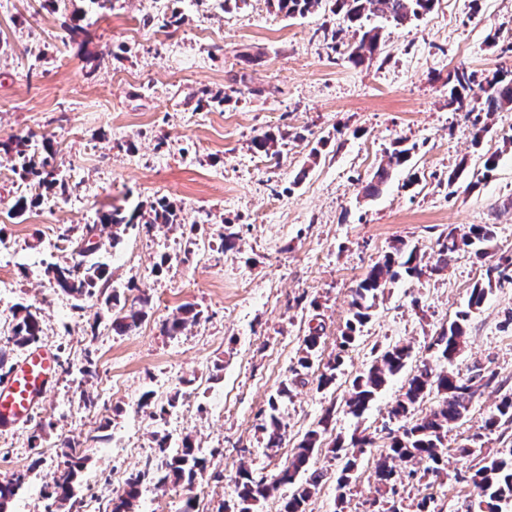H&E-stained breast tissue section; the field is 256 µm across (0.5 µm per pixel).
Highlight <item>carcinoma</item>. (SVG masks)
<instances>
[{
	"instance_id": "obj_1",
	"label": "carcinoma",
	"mask_w": 512,
	"mask_h": 512,
	"mask_svg": "<svg viewBox=\"0 0 512 512\" xmlns=\"http://www.w3.org/2000/svg\"><path fill=\"white\" fill-rule=\"evenodd\" d=\"M323 0H277L279 11L288 16L304 15L321 6ZM331 12L339 15L343 23L361 32L360 39L346 47L348 59L355 64L373 57L380 50V32L377 27H368L366 22L373 16L390 19L398 25L416 20L428 13L434 0H330ZM451 88L448 94V107L455 111L463 108L464 103L471 105V111L483 112L491 117L503 110L512 111V72L496 68L480 76L461 64L454 73L448 76ZM277 137L264 133L253 140L254 148L265 155L274 158ZM0 153L14 156L26 175H34L38 182L50 188L58 182V173L52 164L54 155L52 138L44 135L42 140L32 139V135L13 134L6 140L0 141ZM410 160V149H395L389 155V166L377 169L374 179L376 185L385 184L390 176L389 167L402 166ZM176 221L173 208L165 203L152 207L150 219L139 209H134L125 215L119 208L101 211L92 224L83 227L82 233L72 238L64 235L69 242L72 256L70 263H56L47 267V273L52 276L57 287L70 296L76 307L94 297H105L107 310L112 312L111 328L117 335H125L138 328L145 316L144 308L148 304V296L140 292L128 304H123L119 311H113V305L119 302L117 288L112 286V275L106 262L99 258V247L94 241L95 231L99 224H110L112 246L121 241L119 232L136 224H172ZM495 238L494 226L491 224H472L463 232L456 229L448 230L447 234L439 236L438 258L434 265L422 266L417 251L408 248L403 241L398 242L382 259L372 265L365 276L353 290L351 301L352 318L347 322V331L343 334V343L354 341L355 333L360 330L371 311L376 305L379 295L384 293L386 282L395 278L398 272L394 267L405 269L412 277H421L426 273L439 272L448 267L453 255L460 250L470 248L475 255L482 256ZM486 297V289L473 288L468 300L467 310L459 312L457 319L449 327L442 329L436 337L433 348L438 358L448 363L452 362L462 351L467 336V322L470 310L479 307ZM200 312L191 307L183 309L182 313L167 321L164 329L170 336L182 332L190 322L197 321ZM13 335L10 336L0 350V370L6 367L8 352L11 347L19 349L34 347L39 344L42 327L38 309L19 303L14 307ZM322 326L309 329L303 338L302 356L293 370L291 378L281 382L276 394L270 398L268 411L260 424V430L265 436V448H279L285 439V426L282 421L280 406L288 399L291 387L305 382L318 360L321 345ZM410 358V348L396 345L383 351L376 357L372 366L353 382L347 399V406L355 416L362 415L386 386L388 381L401 373ZM495 380L494 374L463 378L450 370H437L430 365L419 368L407 380L405 391L392 410L395 417L406 418L411 414L415 405L425 397L434 394L437 404L424 416L403 426L402 433L393 437L386 453L380 457L376 466L378 491L384 494H397V479L399 474L397 463L411 466L407 477L417 476L414 466L426 462L429 469L438 471L448 461L447 434L448 429L461 422L470 410L474 397L479 389L489 387ZM154 394L147 392L143 395L141 405L153 408L152 416L162 418L176 407L177 398L171 397L165 403L153 401ZM335 410L328 408L318 422V427L306 433L294 449L287 464L280 469L276 479L267 482L263 475L254 473L242 465L235 478V497L228 512H257L258 504L267 498L277 484L292 486L293 492L283 506V512H305V504L316 493L324 479V473L310 470L313 456L322 450L321 437L333 420ZM508 420L512 422V395L505 394L485 420V428L493 430L498 424ZM156 442L162 456L155 464L146 467L128 477L124 493L112 500L111 512H135L136 503L141 494V488L146 480H155L162 485L190 483L198 473L206 468V459L200 455L191 437L182 439L181 448L176 453L167 454V437L156 436ZM370 440L354 437L349 445L333 444L329 449L335 456L345 459L344 465L337 478L340 489L349 485L357 469V461L368 447ZM57 456L60 457L57 475L53 480L51 491L46 498L53 500L56 509L72 504L75 496V486L80 472L84 468L85 458L77 453L71 443L63 441L56 445ZM26 474L18 473L11 479L0 482V512H5L7 504L13 499L24 484ZM460 479L467 481L477 490L478 505L485 506V512H502V505L512 504V448H507L494 455L481 459V464L470 475H461Z\"/></svg>"
}]
</instances>
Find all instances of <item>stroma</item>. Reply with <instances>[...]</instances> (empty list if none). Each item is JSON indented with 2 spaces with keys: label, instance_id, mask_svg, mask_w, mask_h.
Listing matches in <instances>:
<instances>
[{
  "label": "stroma",
  "instance_id": "obj_1",
  "mask_svg": "<svg viewBox=\"0 0 512 512\" xmlns=\"http://www.w3.org/2000/svg\"><path fill=\"white\" fill-rule=\"evenodd\" d=\"M76 18L86 33L73 42L65 27ZM372 23L381 53L357 65L323 44L326 28L339 41L358 39L325 7L288 16L276 0H112L107 9L95 0H46L35 11L27 0H0V139L51 134L65 183L13 215L27 188L0 157V260L19 268L0 280V319H12L21 301L40 308L41 342L62 366L31 424L11 432L14 459L0 465V482L19 471L28 479L8 512H47L57 463L43 451L62 439L87 457L78 499L93 493L109 504L129 474L158 458V432L172 453L192 436L207 469L189 484L146 482L143 497L161 512H181L189 498L196 512H224L240 466L274 479L330 407L326 450L312 461L325 478L306 512H379L376 462L403 426L390 410L409 375L437 365L431 343L463 310L467 344L452 368L496 379L449 430L448 445L472 443L484 456L512 447V423L484 427L501 394H512V279L492 284L479 309L467 308L487 267L512 255V149L503 146L512 111L495 113L477 144L473 115L448 107V75L458 65L479 74L512 67V51L492 39L512 32V0H436L409 24ZM267 132L279 136L272 162L252 144ZM399 137L414 147L410 161L367 195ZM493 152L497 168L472 185L482 155ZM462 164L466 174L449 184ZM161 198L174 207L175 225L127 229L117 245L111 227L99 231L115 287L138 278L150 297L140 328L119 336L103 302L76 310L48 276V263L70 259L49 240L81 231L100 210L146 212ZM472 224L495 227L484 259L461 251L443 271L388 284L340 350L352 291L374 263L402 241L434 264L440 233ZM228 233L232 251L220 247ZM185 305L199 311L197 324L165 335L163 324ZM312 320L324 326L321 362L339 355L343 363L334 386L295 388L283 407L287 438L271 451L259 414L296 367ZM397 344L411 350L403 373L362 416L348 413L353 379ZM85 366L90 375H81ZM147 391L177 397V430L142 408ZM86 394L102 422L76 423ZM39 423L46 429L35 448L29 436ZM355 434L371 443L340 490L343 462L328 448ZM473 464L452 455L442 470L404 480L397 508L419 512L431 494L440 512H472L477 493L456 474Z\"/></svg>",
  "mask_w": 512,
  "mask_h": 512
}]
</instances>
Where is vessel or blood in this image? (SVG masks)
Returning a JSON list of instances; mask_svg holds the SVG:
<instances>
[{
	"label": "vessel or blood",
	"mask_w": 512,
	"mask_h": 512,
	"mask_svg": "<svg viewBox=\"0 0 512 512\" xmlns=\"http://www.w3.org/2000/svg\"><path fill=\"white\" fill-rule=\"evenodd\" d=\"M56 356L52 349L36 347L13 363L0 378V426L28 422L55 376Z\"/></svg>",
	"instance_id": "1"
}]
</instances>
